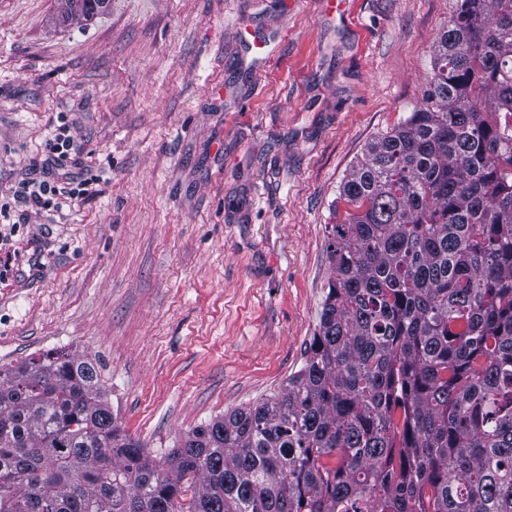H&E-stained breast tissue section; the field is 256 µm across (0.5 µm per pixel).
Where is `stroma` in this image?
<instances>
[{"label":"stroma","mask_w":512,"mask_h":512,"mask_svg":"<svg viewBox=\"0 0 512 512\" xmlns=\"http://www.w3.org/2000/svg\"><path fill=\"white\" fill-rule=\"evenodd\" d=\"M458 0H0V199L65 115L98 191L0 217V364L99 360L164 456L280 392L320 323L339 188L419 106ZM57 13L63 22L75 18H87L100 13L106 7L101 0H56Z\"/></svg>","instance_id":"1"}]
</instances>
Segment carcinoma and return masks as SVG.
I'll list each match as a JSON object with an SVG mask.
<instances>
[{
    "label": "carcinoma",
    "instance_id": "carcinoma-1",
    "mask_svg": "<svg viewBox=\"0 0 512 512\" xmlns=\"http://www.w3.org/2000/svg\"><path fill=\"white\" fill-rule=\"evenodd\" d=\"M337 202L303 366L162 459L93 361L1 364L0 512H512V0H459Z\"/></svg>",
    "mask_w": 512,
    "mask_h": 512
}]
</instances>
